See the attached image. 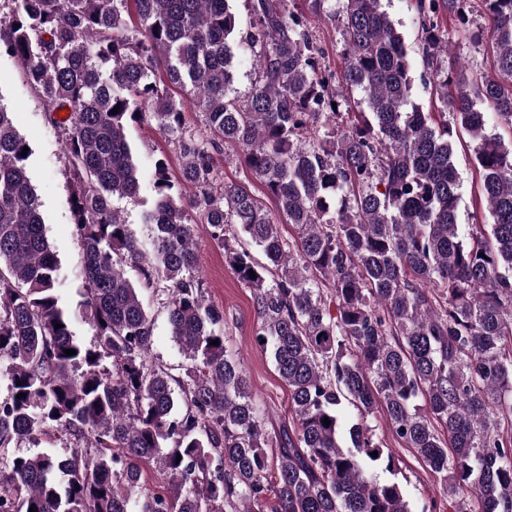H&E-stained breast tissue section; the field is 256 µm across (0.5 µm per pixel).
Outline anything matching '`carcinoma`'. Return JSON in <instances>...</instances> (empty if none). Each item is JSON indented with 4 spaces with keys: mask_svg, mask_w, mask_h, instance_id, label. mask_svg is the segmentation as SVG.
Wrapping results in <instances>:
<instances>
[{
    "mask_svg": "<svg viewBox=\"0 0 512 512\" xmlns=\"http://www.w3.org/2000/svg\"><path fill=\"white\" fill-rule=\"evenodd\" d=\"M9 2L0 55L67 112L56 127L87 297L77 312L62 302L26 141L0 105V512H411L397 481L366 473L394 471L367 423L378 408L456 512H512V139L486 115L512 129V0H482L495 75L470 84L443 58L442 22L467 25V0H415L436 115L412 101V59L381 0H343L342 92L286 0H249L245 31L230 0ZM250 44L257 81L240 98L233 61ZM166 82L191 86L211 139L185 128ZM138 113L177 142L195 188L175 191L155 160L149 253L114 207L141 191L126 135ZM456 127L491 218L464 232ZM221 142L243 147L295 239L247 184L214 186ZM193 212L252 289L256 343L288 387L292 422L272 435L224 346V311L205 299ZM231 224L264 261L232 244ZM140 283L163 284L189 360L176 375L150 362ZM78 317L95 329L89 346L72 331ZM345 403L361 415L347 447ZM59 433L63 456L51 451ZM24 440L46 448L9 455ZM152 463L166 484L146 492Z\"/></svg>",
    "mask_w": 512,
    "mask_h": 512,
    "instance_id": "obj_1",
    "label": "carcinoma"
}]
</instances>
